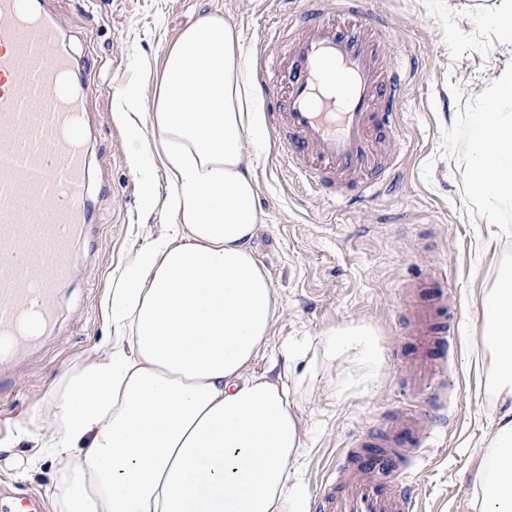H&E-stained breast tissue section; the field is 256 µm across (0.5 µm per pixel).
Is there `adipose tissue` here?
Wrapping results in <instances>:
<instances>
[{"mask_svg": "<svg viewBox=\"0 0 512 512\" xmlns=\"http://www.w3.org/2000/svg\"><path fill=\"white\" fill-rule=\"evenodd\" d=\"M512 66H504L473 125L471 178L491 223L512 201ZM143 86L114 96L116 115H146L150 156L170 191L142 181L147 207H162L164 235L142 246L110 290L114 334L68 376L53 417L32 416L33 441L69 462L60 512H308L304 443L288 394L311 368L307 341H284L263 375L249 374L278 312L271 279L251 247L262 214L245 155L262 119L245 76L240 34L216 14L199 16L164 48L154 110ZM485 340L512 395V289L481 298ZM332 356L373 373L378 355L362 326L336 328ZM474 479L480 512H512V404Z\"/></svg>", "mask_w": 512, "mask_h": 512, "instance_id": "ef3b65f1", "label": "adipose tissue"}]
</instances>
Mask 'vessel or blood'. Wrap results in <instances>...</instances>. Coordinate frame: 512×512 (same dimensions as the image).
Instances as JSON below:
<instances>
[{"mask_svg":"<svg viewBox=\"0 0 512 512\" xmlns=\"http://www.w3.org/2000/svg\"><path fill=\"white\" fill-rule=\"evenodd\" d=\"M283 46H271L269 123L289 163L339 202L374 197L390 161L383 143L401 124L411 76L385 65L389 24L365 0H305ZM75 59L50 0H0V355H13L58 312L59 283L93 222L87 202L89 114ZM450 313L414 311L421 351L400 355L412 387L430 394ZM427 434L423 419L393 421L383 449L356 440L321 483L317 512H415L407 482Z\"/></svg>","mask_w":512,"mask_h":512,"instance_id":"b4317fda","label":"vessel or blood"}]
</instances>
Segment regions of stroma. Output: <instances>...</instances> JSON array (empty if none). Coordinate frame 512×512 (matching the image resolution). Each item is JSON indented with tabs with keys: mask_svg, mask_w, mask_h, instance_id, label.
Wrapping results in <instances>:
<instances>
[{
	"mask_svg": "<svg viewBox=\"0 0 512 512\" xmlns=\"http://www.w3.org/2000/svg\"><path fill=\"white\" fill-rule=\"evenodd\" d=\"M498 2L369 0L368 9L390 22L389 61L415 62L402 125L385 145L399 153L387 194L334 202L289 165L274 131H267L263 148L245 144L260 186L256 204L266 215L253 248L280 298L270 347L353 324L373 333L378 350L369 376L317 351L313 377L290 395L305 432L310 491L352 440L377 438L415 411L418 397L395 354L418 347L408 309L441 300L456 314L455 346L435 355L441 370L428 413L432 432L408 480L420 512H473L472 477L501 399L480 298L512 269V233L487 222L469 178L478 151L473 116L507 57L488 23ZM301 8L300 0H56L69 49L94 62L88 201L97 219L77 244L78 265L59 290L56 328L4 369L14 385L0 398L1 489L19 498L40 495L46 512H57L54 491L64 464L36 457L21 429L32 415L49 411L66 374L103 345L113 279L164 229L165 214L143 208L140 176L130 165L133 154L151 149L152 134L129 133L112 110L116 90L139 82L153 92L147 73H160L162 47L200 10L238 27L247 76L255 78L264 70L271 32Z\"/></svg>",
	"mask_w": 512,
	"mask_h": 512,
	"instance_id": "obj_1",
	"label": "stroma"
}]
</instances>
